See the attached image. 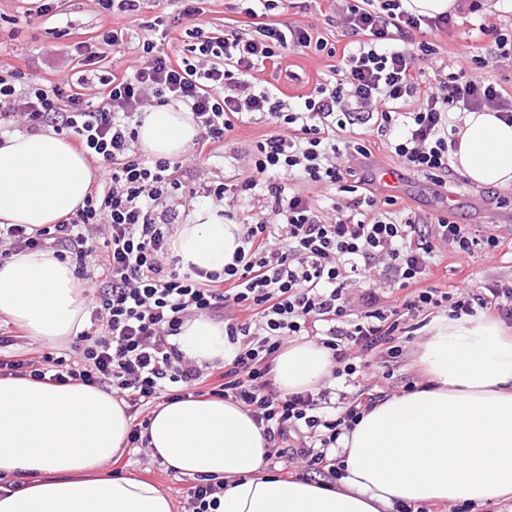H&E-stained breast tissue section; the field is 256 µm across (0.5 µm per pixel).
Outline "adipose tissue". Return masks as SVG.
I'll return each mask as SVG.
<instances>
[{"label": "adipose tissue", "instance_id": "adipose-tissue-1", "mask_svg": "<svg viewBox=\"0 0 512 512\" xmlns=\"http://www.w3.org/2000/svg\"><path fill=\"white\" fill-rule=\"evenodd\" d=\"M198 130L180 106L147 108L138 145L149 156L185 155ZM453 166L482 187L512 184V124L494 112L460 120ZM95 173L86 157L54 132L0 135V223L37 229L75 211ZM242 228L209 208L178 225L171 251L184 270L219 272L241 247ZM70 261L54 250L0 261V315L47 344L86 325ZM176 341L197 366L234 355L223 323L185 321ZM420 359L429 381L367 412L340 453L338 487L263 473L262 430L240 405L221 399L167 401L146 435L152 456L191 479L226 483L219 512H385L394 503L483 504L512 496V333L495 320L438 318ZM328 350L295 342L276 360L285 393L310 390L330 376ZM130 417L110 391L0 377V472L19 486L0 494V512H172L156 484L108 470L124 450Z\"/></svg>", "mask_w": 512, "mask_h": 512}]
</instances>
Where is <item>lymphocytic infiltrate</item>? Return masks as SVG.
Here are the masks:
<instances>
[{
	"mask_svg": "<svg viewBox=\"0 0 512 512\" xmlns=\"http://www.w3.org/2000/svg\"><path fill=\"white\" fill-rule=\"evenodd\" d=\"M248 23L211 37L192 30L179 57L140 46L141 64L122 76H80L76 87H47L21 67L0 68V131L50 127L99 163L102 183L82 207L54 224L28 230L0 224V260L23 251L55 250L76 269L90 308L91 326L77 356L43 354L33 360L0 336V376H27L59 385L81 382L111 390L132 416L127 445L146 450V412L158 399L219 398L246 408L262 428L269 466L304 464L307 472L341 479L333 449L353 431L380 394L362 381L377 354L399 361L403 344L424 312L451 307L454 315L498 312L512 317V286H462L457 293L433 284L444 246L462 258L475 250L494 255L506 239L444 215L424 218L379 197L365 161L368 138L383 139L404 168L446 185L456 150V112L491 110L512 123V93L482 76L489 58L463 48L460 62L431 87L420 67L433 45L415 33L449 31L480 10L434 17L406 10L402 0H344L343 49L315 36L313 25L269 19L278 0H242ZM312 49L338 58L335 82H319L286 98L262 86L260 73L282 70L289 53ZM102 90L87 99L91 83ZM183 104L203 156L235 131L243 115L270 126L250 152V174L240 183L205 184L192 197L232 203L248 191L266 194L274 224L247 225L245 246L223 272L178 273L170 242L178 215L168 202L182 188L167 159L134 148V123L147 103ZM349 194L326 217L305 186ZM387 281L404 291L386 299ZM222 321L238 351L220 365L186 360L175 338L186 320ZM312 341L330 350L333 378L356 385L348 401L333 390L281 393L275 362L291 343Z\"/></svg>",
	"mask_w": 512,
	"mask_h": 512,
	"instance_id": "lymphocytic-infiltrate-1",
	"label": "lymphocytic infiltrate"
}]
</instances>
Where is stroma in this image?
<instances>
[{
	"instance_id": "obj_1",
	"label": "stroma",
	"mask_w": 512,
	"mask_h": 512,
	"mask_svg": "<svg viewBox=\"0 0 512 512\" xmlns=\"http://www.w3.org/2000/svg\"><path fill=\"white\" fill-rule=\"evenodd\" d=\"M31 6V0H0V62L8 60L10 53L17 50L24 56L22 67L25 72L55 84L75 83L80 71L73 54L75 44L83 41L99 46L100 36L111 22L110 16L98 0H56L52 12L41 17L31 14ZM179 7L178 0H144L137 21L128 25L124 42L105 48L98 62L99 70L135 69L140 63L139 44L144 37H152L161 51L171 53L181 49L186 30L200 25L212 35L220 36L239 18L232 0H202L201 15L183 20L179 27L161 29L159 20L174 16ZM267 131V125L260 121L240 126L208 159L203 160L206 172L217 180L237 183L245 180L249 175L245 156ZM370 164L375 168L385 166L402 171L400 196L420 215L449 209L463 224L479 228L489 224L512 225V185L487 188L467 185L459 179L452 183L450 192L445 193L424 177L403 172L401 163L385 150L375 151ZM436 274L446 288L457 286L466 277L476 286L492 282L512 285V254L491 261L483 252L477 251L462 263L445 254ZM428 334L427 328L417 330L406 345V358L393 367H385L381 358H372L366 385L392 396L404 394L406 382L423 384L425 377L418 357ZM388 369L393 372L389 378L384 375ZM119 465L123 474L136 475L171 493L183 484L181 476L168 472L161 461L139 457L130 449L123 452Z\"/></svg>"
}]
</instances>
